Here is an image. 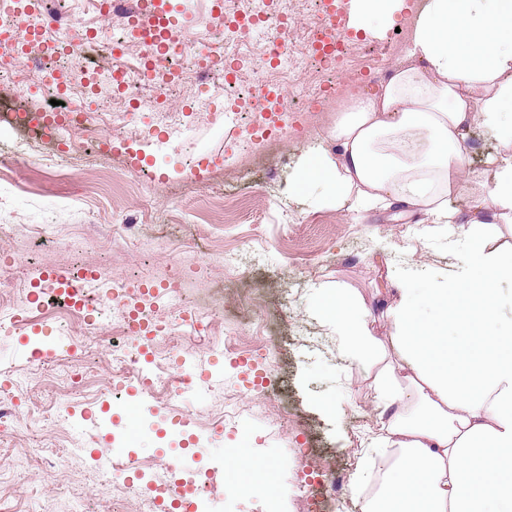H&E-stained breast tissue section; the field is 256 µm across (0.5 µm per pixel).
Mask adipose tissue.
I'll return each instance as SVG.
<instances>
[{"instance_id":"adipose-tissue-1","label":"adipose tissue","mask_w":512,"mask_h":512,"mask_svg":"<svg viewBox=\"0 0 512 512\" xmlns=\"http://www.w3.org/2000/svg\"><path fill=\"white\" fill-rule=\"evenodd\" d=\"M405 2L352 0L353 24L380 30ZM478 123L501 147L481 173L463 154ZM333 137L335 151L306 153L298 167L320 206L422 212L421 237L443 236L457 254L453 271L396 278L387 298L399 364L378 385L388 423L378 442L400 454L362 512H512V325L497 324L512 246L492 243L495 225L512 223V0H426L406 61ZM469 186L471 212L451 207ZM311 309L349 351L380 357L371 312L347 289H317Z\"/></svg>"}]
</instances>
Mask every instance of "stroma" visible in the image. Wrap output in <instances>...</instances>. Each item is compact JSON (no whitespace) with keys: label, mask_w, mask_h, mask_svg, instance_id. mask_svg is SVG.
<instances>
[{"label":"stroma","mask_w":512,"mask_h":512,"mask_svg":"<svg viewBox=\"0 0 512 512\" xmlns=\"http://www.w3.org/2000/svg\"><path fill=\"white\" fill-rule=\"evenodd\" d=\"M165 2L175 17L190 19L183 31V80L167 104L205 102V117L168 128L158 125L152 110L127 111V128L147 137L111 141L105 164L84 147L65 153L43 146L36 157L12 161L10 143L0 140V155L7 158L0 191L9 194L16 216L15 223L0 226V247L20 259L0 273V291L13 298L0 307V321L19 316L29 322L25 333H0V387L20 403L12 426L0 431V512H128L120 489L139 476L113 464L130 454L179 459L180 469L158 473L176 484L185 468L203 460L212 477L203 512H300L311 472L328 459L348 482L341 497L327 501L326 512H360L382 479L369 459L381 433L375 384L384 364L347 354L333 328L309 313L311 294L339 286L372 307L386 268L400 274L411 267L449 270L455 258L447 239H420L421 215L320 207L298 191V160L306 150L329 145L331 125L251 153L248 104L226 95L220 81L228 68L247 80L260 64L248 49L265 43V33L253 31L224 46L222 69L205 78L192 62L203 47L197 35L206 30L205 0ZM424 3L413 0L411 11L396 14L392 27L374 35L348 27L354 49L335 81L348 82L368 69L387 75L405 58L415 12ZM209 33L220 41V30ZM46 104L43 81L4 85L0 128L9 122L10 107ZM148 196L155 222L122 232V246H113L115 220L138 215ZM47 231L62 239L81 235L91 245L77 255L64 247L38 252ZM215 250L224 251V267L194 281L184 298L198 310L216 311L239 341L231 347L221 336L181 325L180 305L163 307L160 318L191 351L185 367L194 383L173 388L161 403L142 392L94 402L112 369L108 326L83 353L67 358L52 324L40 319L37 301L15 303L25 278L42 267L69 272L76 262L93 263L135 286L143 274L169 269L183 254L200 260ZM66 385L71 422L48 425L37 408ZM302 446L309 455L299 454ZM33 447L41 448L51 478L17 471L18 449ZM241 452L271 465L279 499L263 492L261 474L225 466ZM244 482L249 490H241Z\"/></svg>","instance_id":"1"}]
</instances>
